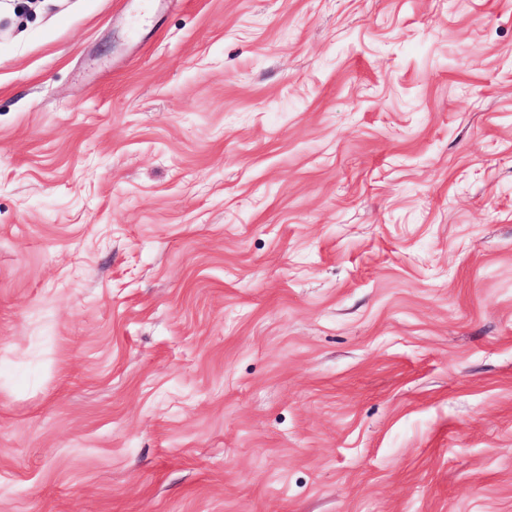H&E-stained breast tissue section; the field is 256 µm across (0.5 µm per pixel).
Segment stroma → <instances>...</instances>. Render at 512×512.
<instances>
[{"label": "stroma", "instance_id": "35a3bbf8", "mask_svg": "<svg viewBox=\"0 0 512 512\" xmlns=\"http://www.w3.org/2000/svg\"><path fill=\"white\" fill-rule=\"evenodd\" d=\"M0 512H512V0H0Z\"/></svg>", "mask_w": 512, "mask_h": 512}]
</instances>
